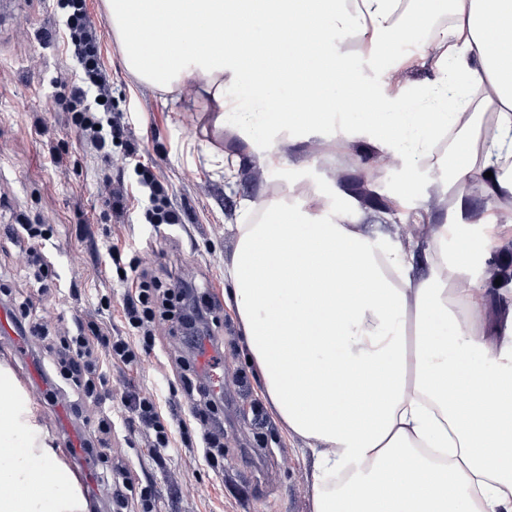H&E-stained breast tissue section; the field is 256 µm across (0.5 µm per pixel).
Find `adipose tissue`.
Here are the masks:
<instances>
[{"label": "adipose tissue", "mask_w": 512, "mask_h": 512, "mask_svg": "<svg viewBox=\"0 0 512 512\" xmlns=\"http://www.w3.org/2000/svg\"><path fill=\"white\" fill-rule=\"evenodd\" d=\"M126 68L171 92L190 88L215 137L246 125V143L272 130L316 128L324 112H269L247 124L225 92L238 84L269 101L335 99L342 88L326 64L327 41L353 33L375 50L415 32L430 35L456 73L488 87L496 137L475 149L456 135L461 118L447 77L431 91L430 112H357L350 124L384 147L430 155L455 133L457 183L489 170L495 152L512 150V0H103ZM246 18L232 26L227 12ZM288 25L276 80L252 46L269 16ZM157 30L142 39L138 28ZM481 166H474V158ZM235 250L224 269V299L245 337L261 393L291 433L313 444L312 512H512V345L479 326L478 286L462 287L476 256L492 243L447 225L426 243L372 246L355 224H307L288 209L242 203ZM0 512H84L66 462L52 446L12 369L0 363Z\"/></svg>", "instance_id": "1"}]
</instances>
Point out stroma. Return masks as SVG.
<instances>
[{
    "instance_id": "obj_1",
    "label": "stroma",
    "mask_w": 512,
    "mask_h": 512,
    "mask_svg": "<svg viewBox=\"0 0 512 512\" xmlns=\"http://www.w3.org/2000/svg\"><path fill=\"white\" fill-rule=\"evenodd\" d=\"M86 4L112 78V114L127 122L141 146V163L152 166L167 186L181 222L157 228L144 224L133 198L124 223H113L104 205L107 189L131 187L135 175L125 164L113 165L112 184L104 186L100 159L80 144L67 113L58 109L63 82L76 74L62 39L52 35L63 25V12L55 0H8L0 6V300L8 295L28 299L31 320L49 330V340L40 347L49 363L55 357L54 337L66 334L74 319L98 323L109 336L125 335V290L105 270L108 246H117L123 261L140 260L162 280L171 268H183L218 305L215 316L224 338L219 407L224 470L212 472L182 443L153 459L144 434L124 430L113 433L105 456L74 462L69 439L75 429L69 417H55L41 380L29 379L31 357L15 353V337L0 336V362L28 390L70 470L84 473L85 487L95 489L91 472L107 474L120 466L139 484H154V512H311L315 458L310 443L289 433L273 415L246 360L240 324L224 302V268L235 249L238 208L225 201L224 175L214 169L210 149L217 146L230 155L239 142L228 133L216 143L202 103L190 92H163L136 81L123 65L102 0ZM330 45L350 59L365 92L392 109L406 104L429 111L424 91L440 60L421 38L400 41L378 55L357 36L339 35ZM348 125V116L337 114L318 131L289 130L287 161L267 168L251 199L281 201L314 224L360 225L370 240L392 248L435 224L455 225L478 237L492 222L501 226L493 248L512 245V192L489 195L477 175L463 189L449 191L453 167L447 140H439L432 155L420 160L377 149L365 136L349 132ZM352 182L376 193L385 210H364L348 189ZM20 218L54 228L44 252L58 278L48 292H39L23 269V246L5 230ZM399 222L406 232L396 230ZM490 260V255L479 256L467 277L485 290L483 322L489 330L512 316V282L491 283L483 274ZM100 294L110 296V310L98 311ZM159 371L151 354L134 366L104 361L100 396L111 410L123 412L125 395L150 393Z\"/></svg>"
}]
</instances>
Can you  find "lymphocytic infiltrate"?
I'll list each match as a JSON object with an SVG mask.
<instances>
[{
    "label": "lymphocytic infiltrate",
    "mask_w": 512,
    "mask_h": 512,
    "mask_svg": "<svg viewBox=\"0 0 512 512\" xmlns=\"http://www.w3.org/2000/svg\"><path fill=\"white\" fill-rule=\"evenodd\" d=\"M64 12L65 44L78 65V78L61 97L65 111L71 112L72 124L79 136L87 138L104 159L112 157L113 141L125 146V158L138 153V146L128 136L126 125L112 115V83L103 67L97 23L88 12L86 0H57ZM137 188L145 192L148 205L144 219L149 224H177L181 217L172 205L164 185L150 168L138 174ZM108 261L120 275L119 282L128 294L123 302V316L128 338H112L99 326L76 323L71 334L60 341L53 366L41 368L40 374L50 391H58L61 381L81 396L92 398L103 383L101 358L117 359L126 364L138 361L141 353L154 350L157 323L168 322L176 328L185 350L178 356L182 392L190 403V422L179 430L162 418L157 394L129 396L125 401L127 418L122 427L145 426L153 451L169 450L174 433L183 438L197 436L198 448L209 469L224 468V422L214 416V390L207 373L198 368V358L205 348L222 351L211 324L216 304L202 291L196 280L170 276L167 284L126 274L122 256L116 248L107 251Z\"/></svg>",
    "instance_id": "obj_1"
}]
</instances>
